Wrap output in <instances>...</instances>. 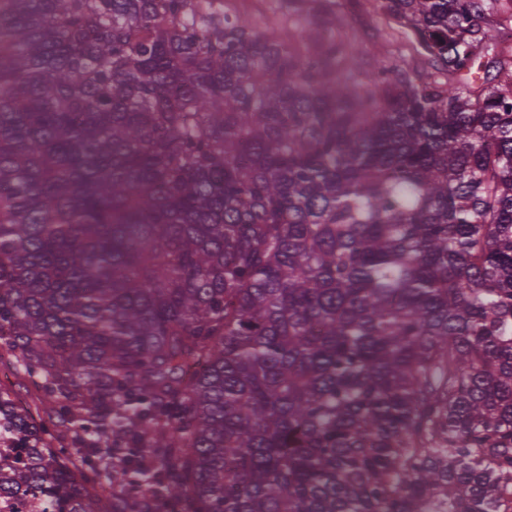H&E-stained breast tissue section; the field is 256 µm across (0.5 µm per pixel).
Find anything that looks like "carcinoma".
Wrapping results in <instances>:
<instances>
[{"mask_svg": "<svg viewBox=\"0 0 512 512\" xmlns=\"http://www.w3.org/2000/svg\"><path fill=\"white\" fill-rule=\"evenodd\" d=\"M0 0V496L512 512V0ZM339 1H341V6L338 10L343 24L347 29L357 33L360 43L367 53L368 60L374 63L378 58V50L382 43L379 31L385 27L384 22L376 17L372 4L365 2V0H361L360 9L357 12H351L344 7L346 2L342 1L346 0ZM6 367L10 371L8 386L0 385L2 389H8L14 399L21 401L25 404H29L32 411L35 413V402L37 392L30 384L28 379L24 378L23 375L17 374L16 371L8 364H1L0 369ZM36 420L46 430V433L43 436L47 439H49L50 435L53 437L51 439L52 448H55L63 455H66V452H70L71 445L69 438L67 436L58 435L60 427L58 426L55 414L48 415L40 412V414L36 416Z\"/></svg>", "mask_w": 512, "mask_h": 512, "instance_id": "obj_1", "label": "carcinoma"}]
</instances>
